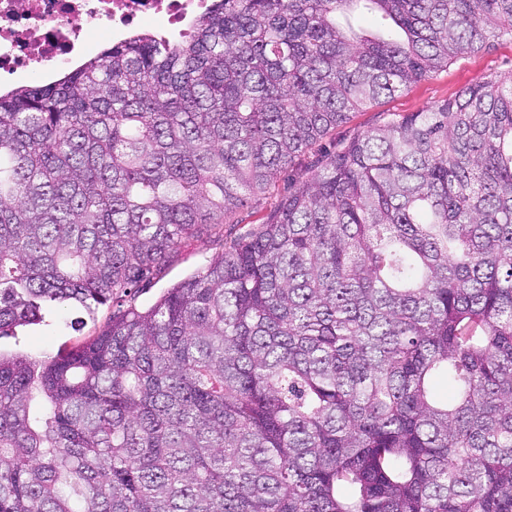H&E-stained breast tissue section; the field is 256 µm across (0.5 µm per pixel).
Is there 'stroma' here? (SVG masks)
<instances>
[{
  "label": "stroma",
  "instance_id": "stroma-1",
  "mask_svg": "<svg viewBox=\"0 0 512 512\" xmlns=\"http://www.w3.org/2000/svg\"><path fill=\"white\" fill-rule=\"evenodd\" d=\"M512 73V40L503 39L489 48L457 59L433 76L413 84L402 93L380 98L378 102L353 113L351 119L331 130L312 149L301 155L280 178L274 192L254 197L224 219L222 238H186L172 253L167 267L154 279L140 283L123 300L97 309L94 317L78 309L47 308L39 324L17 328L0 338V351L23 352L35 357H51L101 332L112 317L129 308L145 309L153 305L169 288L200 270L207 260L222 250L223 240L254 231L274 209L288 189V181L308 173L326 152L335 151L354 134L374 128L390 118L410 112H422L450 99L464 87L476 85L496 75Z\"/></svg>",
  "mask_w": 512,
  "mask_h": 512
}]
</instances>
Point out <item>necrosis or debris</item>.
<instances>
[{"instance_id": "4bbe7bcc", "label": "necrosis or debris", "mask_w": 512, "mask_h": 512, "mask_svg": "<svg viewBox=\"0 0 512 512\" xmlns=\"http://www.w3.org/2000/svg\"><path fill=\"white\" fill-rule=\"evenodd\" d=\"M207 0H0V74L70 66L100 33L126 35L150 22L182 29Z\"/></svg>"}]
</instances>
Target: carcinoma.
Segmentation results:
<instances>
[{"label":"carcinoma","instance_id":"1","mask_svg":"<svg viewBox=\"0 0 512 512\" xmlns=\"http://www.w3.org/2000/svg\"><path fill=\"white\" fill-rule=\"evenodd\" d=\"M504 38L512 0H214L0 91V335L130 293ZM0 512H512V76L322 156L150 307L0 353ZM482 51L457 59L433 76L413 84L408 90L367 105L352 114L351 119L331 130L312 149L301 155L279 179L270 194L254 197L244 206L224 217V237L186 238L171 254L167 267L154 279L144 281L123 300L99 306L94 321L75 308L48 307L39 324L19 327L14 335L0 338L4 353L23 352L35 357H51L101 332L112 317L131 307L145 309L153 305L169 288L200 270L207 260L222 250L224 242L254 231L274 209L277 200L288 189V175L295 178L308 174L315 161L326 151L346 142L357 132L374 128L394 115L422 112L450 99L464 87L476 85L495 75L512 71V40L491 43ZM82 322V324H81Z\"/></svg>","mask_w":512,"mask_h":512}]
</instances>
